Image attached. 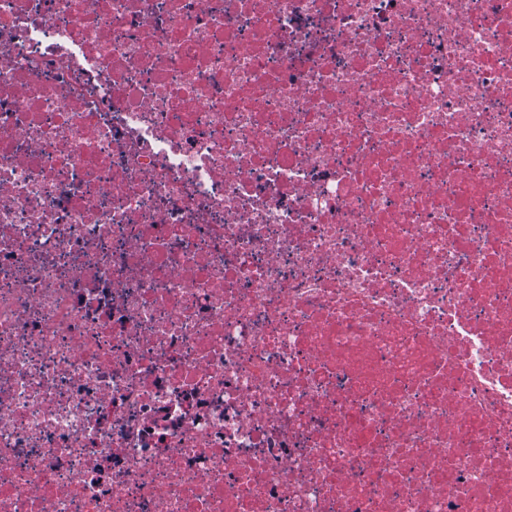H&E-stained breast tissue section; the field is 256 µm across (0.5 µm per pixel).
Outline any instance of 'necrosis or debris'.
Wrapping results in <instances>:
<instances>
[{
	"mask_svg": "<svg viewBox=\"0 0 512 512\" xmlns=\"http://www.w3.org/2000/svg\"><path fill=\"white\" fill-rule=\"evenodd\" d=\"M0 512H512V0H0Z\"/></svg>",
	"mask_w": 512,
	"mask_h": 512,
	"instance_id": "1",
	"label": "necrosis or debris"
}]
</instances>
